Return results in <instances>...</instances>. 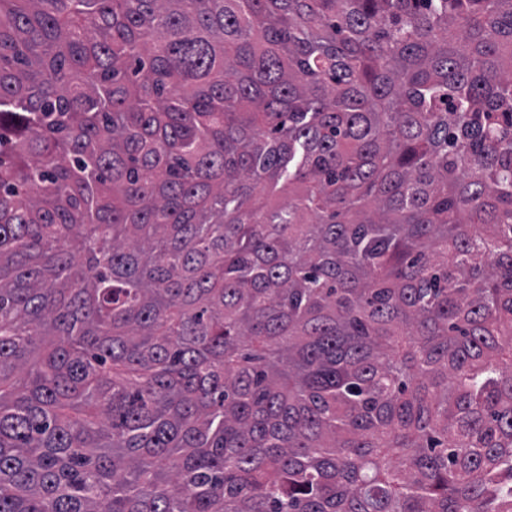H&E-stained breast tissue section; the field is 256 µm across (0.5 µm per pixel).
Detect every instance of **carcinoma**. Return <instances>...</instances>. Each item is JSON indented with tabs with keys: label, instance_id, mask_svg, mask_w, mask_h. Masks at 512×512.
I'll list each match as a JSON object with an SVG mask.
<instances>
[{
	"label": "carcinoma",
	"instance_id": "cac0c4a2",
	"mask_svg": "<svg viewBox=\"0 0 512 512\" xmlns=\"http://www.w3.org/2000/svg\"><path fill=\"white\" fill-rule=\"evenodd\" d=\"M0 512H512V0H0Z\"/></svg>",
	"mask_w": 512,
	"mask_h": 512
}]
</instances>
